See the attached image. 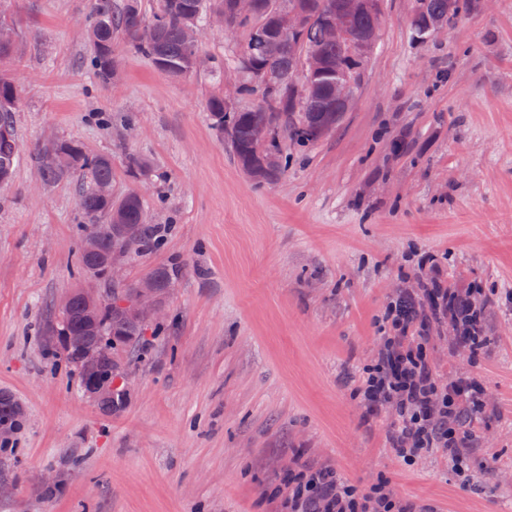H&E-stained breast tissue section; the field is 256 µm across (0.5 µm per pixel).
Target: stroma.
I'll use <instances>...</instances> for the list:
<instances>
[{"label": "stroma", "mask_w": 512, "mask_h": 512, "mask_svg": "<svg viewBox=\"0 0 512 512\" xmlns=\"http://www.w3.org/2000/svg\"><path fill=\"white\" fill-rule=\"evenodd\" d=\"M413 9L381 0L350 111L308 149L283 139L287 172L257 185L207 111L238 77L244 34L203 25L181 79L118 45L104 84L88 66L90 0H0L22 45L6 64L20 152L0 184V392L24 410L0 448V512H285L273 492L299 463L389 481L435 512H512V0H472L426 42ZM49 137L111 155L113 194L170 225L154 250L127 252L125 284L184 266L148 356L119 355L130 395L112 417L63 356L58 300L104 283L77 268L79 176L40 177ZM421 256L491 303L486 349L455 352L445 326L433 342L438 374L478 377L496 405L475 424L467 487L444 459L398 458L353 392Z\"/></svg>", "instance_id": "stroma-1"}]
</instances>
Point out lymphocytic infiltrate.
Here are the masks:
<instances>
[{
    "mask_svg": "<svg viewBox=\"0 0 512 512\" xmlns=\"http://www.w3.org/2000/svg\"><path fill=\"white\" fill-rule=\"evenodd\" d=\"M485 310L469 288L400 292L387 305L380 346L358 389L368 415L389 417L388 438L399 457L413 462L443 456L465 486L472 479L473 423L491 402L474 378L456 374L441 380L427 347L433 324L445 322L455 349H474L484 341ZM285 486L286 512H432L384 483L361 490L327 466L290 470Z\"/></svg>",
    "mask_w": 512,
    "mask_h": 512,
    "instance_id": "lymphocytic-infiltrate-1",
    "label": "lymphocytic infiltrate"
}]
</instances>
